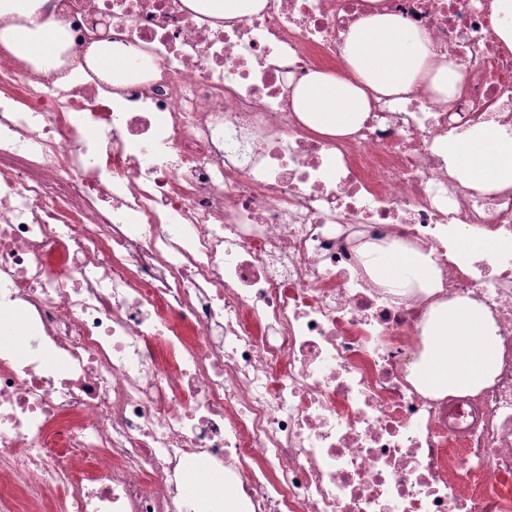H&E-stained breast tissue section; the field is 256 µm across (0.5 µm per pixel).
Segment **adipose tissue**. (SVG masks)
I'll use <instances>...</instances> for the list:
<instances>
[{
  "label": "adipose tissue",
  "instance_id": "1",
  "mask_svg": "<svg viewBox=\"0 0 512 512\" xmlns=\"http://www.w3.org/2000/svg\"><path fill=\"white\" fill-rule=\"evenodd\" d=\"M43 0H0V16L18 22L0 29V47L35 67L52 65L61 48L63 23L40 24ZM368 10L343 36L344 67L317 71L292 91L294 110L303 125L323 137L356 132L373 100L406 95L426 87L435 99L459 93L465 65L439 57L425 33L385 12L382 0H366ZM87 62L100 79L114 85L140 80L124 53L100 45ZM448 173L484 193L512 192V134L496 123H480L449 136ZM378 281L399 296L419 288L433 293L441 276L430 256L416 248L363 252ZM427 349L410 367L409 379L424 395L441 398L455 392L476 393L489 386L500 367V349L490 312L459 298L430 305L423 326Z\"/></svg>",
  "mask_w": 512,
  "mask_h": 512
}]
</instances>
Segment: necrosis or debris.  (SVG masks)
Returning <instances> with one entry per match:
<instances>
[{
    "mask_svg": "<svg viewBox=\"0 0 512 512\" xmlns=\"http://www.w3.org/2000/svg\"><path fill=\"white\" fill-rule=\"evenodd\" d=\"M464 61L445 103L373 102L312 135L291 88L342 64L365 0H45L70 45L0 50V512H512V194L448 175L440 138L512 130L491 0H385ZM130 47L139 83L76 68ZM493 239L473 260L462 228ZM368 243L431 253L442 299L487 308L493 383L407 380L430 298L379 285ZM224 471L205 502L188 475ZM186 4L195 11L224 20L257 13L264 7L263 0H188Z\"/></svg>",
    "mask_w": 512,
    "mask_h": 512,
    "instance_id": "obj_1",
    "label": "necrosis or debris"
}]
</instances>
